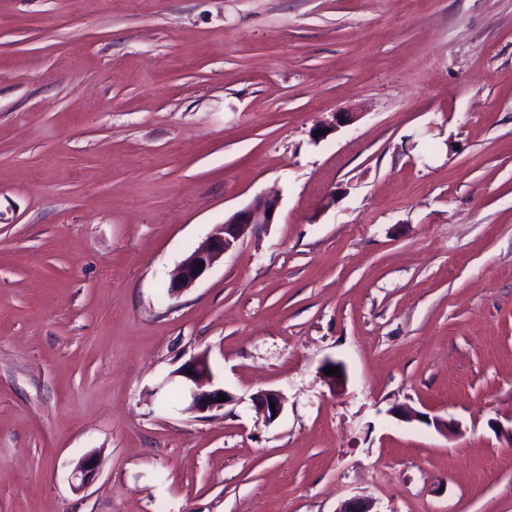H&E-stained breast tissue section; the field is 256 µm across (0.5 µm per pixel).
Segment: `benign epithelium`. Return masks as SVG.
Segmentation results:
<instances>
[{
    "label": "benign epithelium",
    "instance_id": "benign-epithelium-1",
    "mask_svg": "<svg viewBox=\"0 0 512 512\" xmlns=\"http://www.w3.org/2000/svg\"><path fill=\"white\" fill-rule=\"evenodd\" d=\"M279 200L275 196L259 195L244 208L236 211L214 227L207 240L179 264L170 283L171 294L181 292L185 286L198 281L224 254L247 235L254 234L258 228L274 223ZM174 375L181 378L183 396L190 401V408L203 413L221 409L224 403L219 394L227 396L232 402L235 397L225 388L214 383L208 356L199 354L184 363ZM257 413L267 422L274 421L272 414H281L283 399L279 393L267 390L253 395ZM96 460L92 455L80 459L73 470L72 478L80 481L79 487L86 486L96 474ZM372 501L357 497L345 502L338 512H373Z\"/></svg>",
    "mask_w": 512,
    "mask_h": 512
}]
</instances>
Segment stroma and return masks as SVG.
Masks as SVG:
<instances>
[{
  "mask_svg": "<svg viewBox=\"0 0 512 512\" xmlns=\"http://www.w3.org/2000/svg\"><path fill=\"white\" fill-rule=\"evenodd\" d=\"M353 497L512 512V0H0V512ZM278 206L276 196L259 195L225 219L223 224H217L207 240L179 264L170 288H166L167 295L170 290L171 295L178 294L185 286L198 281L248 234L256 233L261 226L274 224ZM191 370L192 375L188 374ZM181 378L183 396L190 401V408L203 413L213 409H221L235 397L223 387L214 383L208 356L199 354L184 363L171 377ZM219 393L225 394L227 400L218 401ZM252 401L255 404L257 413L263 417L265 422H272L277 419L283 410V399L279 393L272 390L260 391L253 395ZM270 403H274L276 417L272 418Z\"/></svg>",
  "mask_w": 512,
  "mask_h": 512,
  "instance_id": "1",
  "label": "stroma"
}]
</instances>
